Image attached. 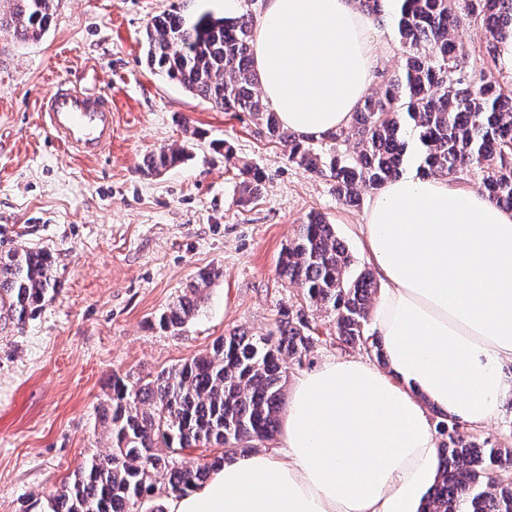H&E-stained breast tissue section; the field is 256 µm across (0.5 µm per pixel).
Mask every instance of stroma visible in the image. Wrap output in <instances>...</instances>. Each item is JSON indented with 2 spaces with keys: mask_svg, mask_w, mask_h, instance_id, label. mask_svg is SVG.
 Returning <instances> with one entry per match:
<instances>
[{
  "mask_svg": "<svg viewBox=\"0 0 512 512\" xmlns=\"http://www.w3.org/2000/svg\"><path fill=\"white\" fill-rule=\"evenodd\" d=\"M224 14V0H52L51 26L20 41L0 28V242L53 253L58 288L23 332L0 333V512H47L55 490L110 445L100 412L113 376L149 380L234 332H274L301 298L277 259L310 213L334 224L356 267L372 268L360 226L375 198L337 200L327 176L305 173L247 112H220L143 58L151 18ZM104 92L112 139L101 154H69L50 135L42 100L57 87ZM194 143L191 158L157 176L144 159ZM232 145L233 162L224 159ZM264 189L238 201L239 169ZM215 279L179 335L156 316L199 270ZM317 342L290 363L286 384L327 359L360 356L325 313Z\"/></svg>",
  "mask_w": 512,
  "mask_h": 512,
  "instance_id": "1",
  "label": "stroma"
}]
</instances>
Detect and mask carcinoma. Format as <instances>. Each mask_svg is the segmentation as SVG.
<instances>
[{
  "label": "carcinoma",
  "mask_w": 512,
  "mask_h": 512,
  "mask_svg": "<svg viewBox=\"0 0 512 512\" xmlns=\"http://www.w3.org/2000/svg\"><path fill=\"white\" fill-rule=\"evenodd\" d=\"M388 0H356L381 21ZM397 35L407 54L394 75L362 100L349 124L322 136L328 149L284 128L257 92L252 66L254 16L228 19L210 13L191 16L171 10L153 17L145 31L146 63L222 112H249L261 131L288 148L303 171L334 180L336 197L355 203L400 177L406 134L419 145L425 176L451 179L470 169L482 172L480 191L489 201L512 208V81L492 69H465L466 53L455 38L464 20L486 32L483 56L497 67L500 45L512 42V0H396ZM52 20L50 0H13L6 20L13 36L41 35ZM189 141L148 156L147 176L188 160ZM264 176L244 166L239 199L261 194ZM55 261L39 247L0 252V332L24 329L55 291ZM279 276L298 285L307 308L331 317L336 338L376 350L378 336L366 334L373 274L353 269V258L321 215L299 225L279 261ZM213 273L201 271L158 318L159 327L179 333L200 310V285ZM305 308V309H307ZM305 309L282 313L277 338L233 333L212 350L141 382L112 377L111 404L102 414L110 447L89 457L73 481L51 499V512H138L157 490L180 496L203 484L224 460L268 440L278 428L285 359L297 362L315 341L316 327ZM439 472L418 512H512V448L479 441L459 421L437 413ZM220 447V455L195 463L181 459L186 448ZM499 474L491 484L489 473Z\"/></svg>",
  "instance_id": "carcinoma-1"
}]
</instances>
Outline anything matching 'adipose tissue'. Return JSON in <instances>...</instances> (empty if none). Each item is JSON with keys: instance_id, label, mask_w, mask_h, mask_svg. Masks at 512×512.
Here are the masks:
<instances>
[{"instance_id": "adipose-tissue-1", "label": "adipose tissue", "mask_w": 512, "mask_h": 512, "mask_svg": "<svg viewBox=\"0 0 512 512\" xmlns=\"http://www.w3.org/2000/svg\"><path fill=\"white\" fill-rule=\"evenodd\" d=\"M374 46L352 0H265L253 69L280 123L317 139L346 126ZM385 284L374 328L385 367L336 357L294 381L280 451L225 461L167 512H417L438 470L427 414L472 428L512 400V211L407 174L361 226Z\"/></svg>"}]
</instances>
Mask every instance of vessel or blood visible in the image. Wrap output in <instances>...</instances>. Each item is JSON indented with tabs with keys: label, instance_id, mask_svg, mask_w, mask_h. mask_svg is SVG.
<instances>
[{
	"label": "vessel or blood",
	"instance_id": "vessel-or-blood-1",
	"mask_svg": "<svg viewBox=\"0 0 512 512\" xmlns=\"http://www.w3.org/2000/svg\"><path fill=\"white\" fill-rule=\"evenodd\" d=\"M44 112L55 138L81 156H97L112 137V102L100 92L61 90L50 96Z\"/></svg>",
	"mask_w": 512,
	"mask_h": 512
}]
</instances>
